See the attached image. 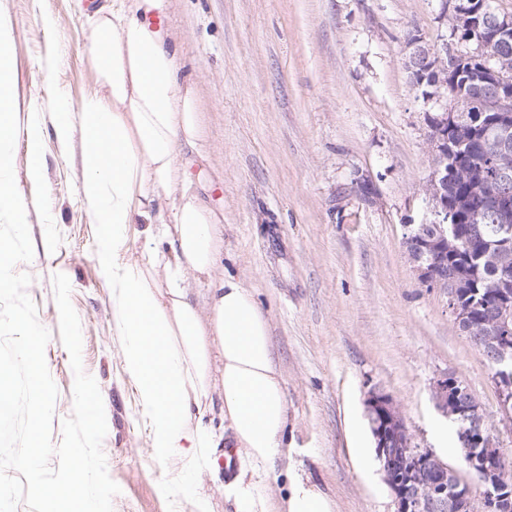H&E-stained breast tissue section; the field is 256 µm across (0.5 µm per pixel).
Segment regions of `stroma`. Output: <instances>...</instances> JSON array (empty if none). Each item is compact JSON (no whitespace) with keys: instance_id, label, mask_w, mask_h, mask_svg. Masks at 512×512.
Instances as JSON below:
<instances>
[{"instance_id":"obj_1","label":"stroma","mask_w":512,"mask_h":512,"mask_svg":"<svg viewBox=\"0 0 512 512\" xmlns=\"http://www.w3.org/2000/svg\"><path fill=\"white\" fill-rule=\"evenodd\" d=\"M112 0H0L11 38L17 135L15 181L33 244L16 272L51 337L57 386L51 440L73 413L74 372L59 334L53 277L71 283L82 366L105 392L102 448L120 492L113 512H230L224 472L179 477L150 454L136 386L124 368L112 280L97 258V225L81 195V131L54 133L58 100L98 87L90 62L93 13ZM441 0H170L164 29L193 84L203 138L180 170L222 226L216 270L251 288L270 328L288 402V455L278 470L309 478L334 512H394L376 456L366 399L392 396L414 446L449 466L448 421L434 382L460 379L512 459L491 369L459 330L448 293L420 284L403 241L430 221L432 150L424 104L406 68L405 41L434 46L446 33ZM52 29H45L43 18ZM42 128L40 180L23 150L31 116ZM180 478L177 495L163 485Z\"/></svg>"}]
</instances>
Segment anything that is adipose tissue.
I'll return each instance as SVG.
<instances>
[{
	"label": "adipose tissue",
	"instance_id": "ef3b65f1",
	"mask_svg": "<svg viewBox=\"0 0 512 512\" xmlns=\"http://www.w3.org/2000/svg\"><path fill=\"white\" fill-rule=\"evenodd\" d=\"M169 0H112L92 22L90 62L101 85L79 105L59 102L55 132L68 142L81 127L86 178L81 194L98 224L97 257L112 274L114 314L124 340L125 370L148 419L151 456L201 475L218 467L223 439L237 467L224 485L232 512H333V503L302 476L268 494L275 464L288 453L285 382L276 367L269 325L252 291L227 277L210 288L206 309L188 298L186 276L212 278L221 232L189 180L178 177L183 145L201 138L193 86L181 78L179 50L150 24ZM80 124H73V117ZM172 198L173 216L161 201ZM130 224H153L172 237L176 264L166 288L156 274L163 259L144 248L121 259ZM224 392L221 424L192 409L209 398L213 374Z\"/></svg>",
	"mask_w": 512,
	"mask_h": 512
}]
</instances>
